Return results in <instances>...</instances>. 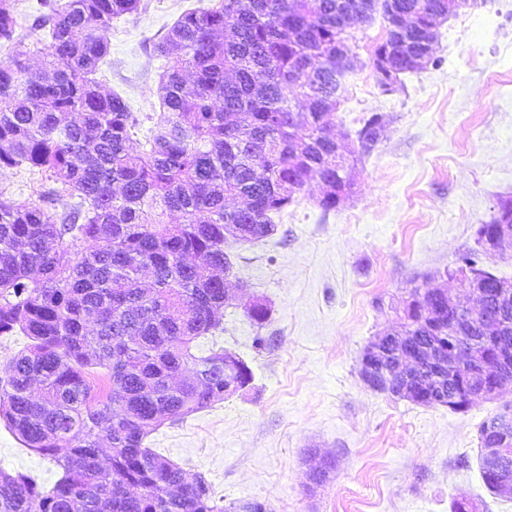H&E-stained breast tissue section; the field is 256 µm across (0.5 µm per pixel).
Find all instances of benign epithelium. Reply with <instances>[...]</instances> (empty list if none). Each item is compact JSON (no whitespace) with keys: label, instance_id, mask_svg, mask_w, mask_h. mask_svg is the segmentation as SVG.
<instances>
[{"label":"benign epithelium","instance_id":"benign-epithelium-1","mask_svg":"<svg viewBox=\"0 0 512 512\" xmlns=\"http://www.w3.org/2000/svg\"><path fill=\"white\" fill-rule=\"evenodd\" d=\"M383 88L396 90L402 64L393 54L373 62ZM512 241V224H498L480 238V246L497 252ZM489 273L462 267L454 277L465 282L477 305L460 304L458 297L444 288H426L425 296L406 298L399 309L398 322L420 323L418 336H400L399 328L386 330L366 346L361 357L360 375L376 392L401 397L418 385L420 376L448 380V391L462 394L469 403L496 399L512 383V336L509 335L508 300L512 283L486 287ZM512 451V435L497 433L483 449V461L499 464Z\"/></svg>","mask_w":512,"mask_h":512}]
</instances>
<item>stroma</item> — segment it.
<instances>
[{"instance_id":"obj_1","label":"stroma","mask_w":512,"mask_h":512,"mask_svg":"<svg viewBox=\"0 0 512 512\" xmlns=\"http://www.w3.org/2000/svg\"><path fill=\"white\" fill-rule=\"evenodd\" d=\"M139 15L113 22L98 79L143 117L159 114V59L145 51L185 11L209 0H146ZM389 23L382 14L354 31L362 61L335 113L333 133H355L380 113L381 141L352 166L353 193L335 210L317 204L311 181L276 215L270 238L228 242L234 293L223 329L197 341L238 353L254 380L243 391L145 441L155 453L201 474L224 502H265L269 512H512V497L492 494L477 462L480 424L512 401L480 400L465 413L424 407L361 381L368 342L389 329L411 287L459 294L449 271L478 251L480 268L512 281V243L482 253L477 229L512 197V0L461 9L439 27L434 59L401 76L386 93L370 66ZM49 181L38 171H0V200L38 202ZM271 308L251 322L254 299ZM333 461L312 486L310 453ZM0 469L35 476L51 488L61 471L25 448L0 422Z\"/></svg>"}]
</instances>
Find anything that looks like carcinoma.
<instances>
[{
	"label": "carcinoma",
	"mask_w": 512,
	"mask_h": 512,
	"mask_svg": "<svg viewBox=\"0 0 512 512\" xmlns=\"http://www.w3.org/2000/svg\"><path fill=\"white\" fill-rule=\"evenodd\" d=\"M370 22L382 9L424 22L443 0H355ZM144 9L142 0H37L27 43L16 0H0V170L27 166L58 187L41 203L0 201V336L29 344L0 376V419L27 448L62 470L49 490L30 474L0 471V512H266L248 501L224 507L201 475L145 446L176 422L247 388L253 372L222 346L195 342L219 328L228 236L274 234L273 215L308 181L334 186L351 159L328 144L335 113L340 0H215L183 12L149 45L166 60L159 115L133 147L141 120L95 78L109 56L102 32ZM389 46L418 50L402 26ZM41 54L43 73L30 72ZM328 54L323 72L317 59ZM298 113H292V110ZM373 113L356 131L358 157L378 146ZM294 192H288V183ZM68 197L54 221L43 205ZM241 198L244 206L227 201ZM180 214V221L167 218ZM512 224V199L485 222ZM233 228L227 234V228ZM258 326L266 304L246 307ZM185 374L178 386L176 373Z\"/></svg>",
	"instance_id": "cac0c4a2"
}]
</instances>
